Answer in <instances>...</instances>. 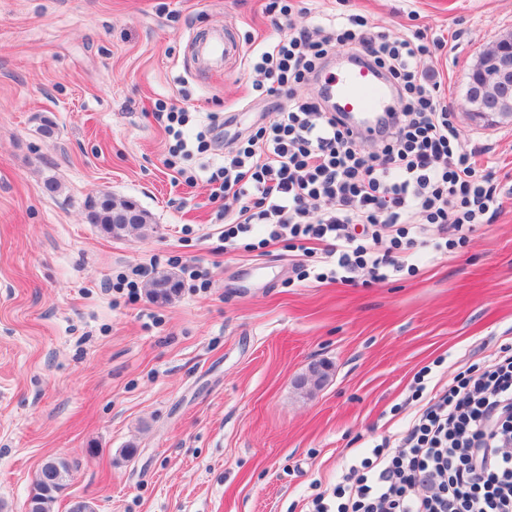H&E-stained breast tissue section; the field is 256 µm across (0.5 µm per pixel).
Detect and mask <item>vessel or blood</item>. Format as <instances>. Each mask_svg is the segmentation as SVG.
Here are the masks:
<instances>
[{"instance_id":"obj_1","label":"vessel or blood","mask_w":512,"mask_h":512,"mask_svg":"<svg viewBox=\"0 0 512 512\" xmlns=\"http://www.w3.org/2000/svg\"><path fill=\"white\" fill-rule=\"evenodd\" d=\"M324 95L332 100L335 111L363 139H371L379 119L391 111L390 88L372 65H359L330 76Z\"/></svg>"}]
</instances>
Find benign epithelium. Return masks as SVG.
Listing matches in <instances>:
<instances>
[{
	"mask_svg": "<svg viewBox=\"0 0 512 512\" xmlns=\"http://www.w3.org/2000/svg\"><path fill=\"white\" fill-rule=\"evenodd\" d=\"M477 73L486 77L473 86L467 99L468 112L472 117L491 120L501 116L487 109L488 103H507L512 96V34L495 38L481 53L474 65Z\"/></svg>",
	"mask_w": 512,
	"mask_h": 512,
	"instance_id": "obj_1",
	"label": "benign epithelium"
}]
</instances>
